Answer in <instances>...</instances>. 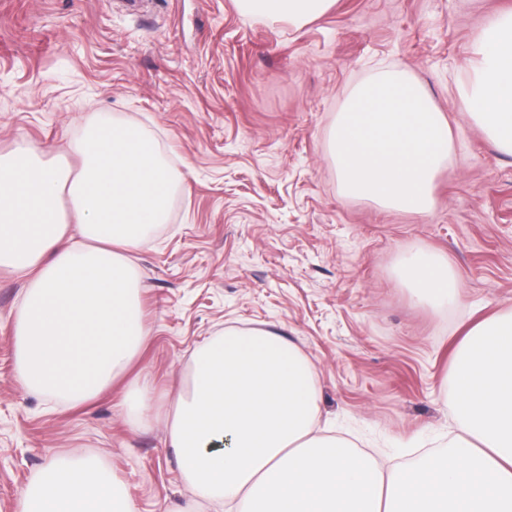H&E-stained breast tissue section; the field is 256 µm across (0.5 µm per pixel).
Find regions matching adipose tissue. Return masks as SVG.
Returning a JSON list of instances; mask_svg holds the SVG:
<instances>
[{
  "label": "adipose tissue",
  "mask_w": 512,
  "mask_h": 512,
  "mask_svg": "<svg viewBox=\"0 0 512 512\" xmlns=\"http://www.w3.org/2000/svg\"><path fill=\"white\" fill-rule=\"evenodd\" d=\"M334 0H239L249 14L301 25ZM461 93L471 119L512 155V12L473 46ZM73 151L0 153V267L26 278L14 326L30 390L79 407L129 370L149 330L128 255L167 223L178 173L137 126L94 115ZM81 242H74L72 227ZM420 304L461 299L444 260L405 257ZM447 448L387 467L318 430L312 364L269 328H228L192 355L167 438L197 497L226 512H512V310L467 326L458 343ZM24 512H135L93 457H54L23 493Z\"/></svg>",
  "instance_id": "obj_1"
}]
</instances>
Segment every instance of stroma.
Wrapping results in <instances>:
<instances>
[{
  "mask_svg": "<svg viewBox=\"0 0 512 512\" xmlns=\"http://www.w3.org/2000/svg\"><path fill=\"white\" fill-rule=\"evenodd\" d=\"M512 0H336L299 27L236 0H0V152L68 153L104 112L139 126L182 176L168 223L132 252L148 339L128 372L67 409L20 383L13 332L24 279L0 269V512L60 454L97 456L136 512L192 495L167 446L171 392L225 327H269L316 375L321 418L387 465L455 422L444 401L463 325L512 309V157L459 93L471 49ZM410 73L446 116L454 150L426 212L344 193L330 152L359 85ZM444 257L457 305L421 306L397 268ZM152 390L153 422L126 419ZM150 400V392L145 386L137 387L135 390L128 392L126 415L131 423L143 425L148 422Z\"/></svg>",
  "mask_w": 512,
  "mask_h": 512,
  "instance_id": "stroma-1",
  "label": "stroma"
}]
</instances>
